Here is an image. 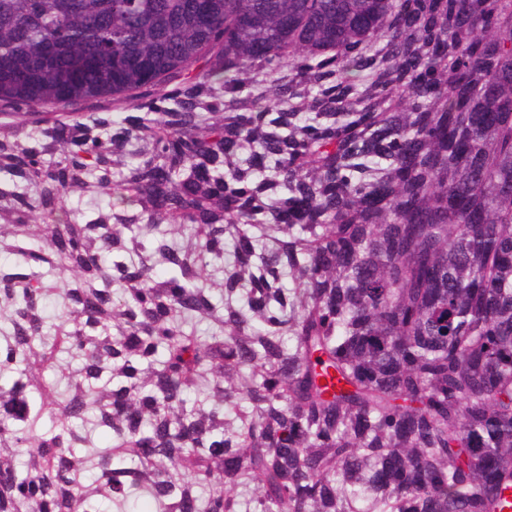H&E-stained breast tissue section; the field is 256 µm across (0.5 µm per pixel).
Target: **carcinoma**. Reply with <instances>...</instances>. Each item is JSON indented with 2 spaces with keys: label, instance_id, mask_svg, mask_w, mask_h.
I'll return each instance as SVG.
<instances>
[{
  "label": "carcinoma",
  "instance_id": "1",
  "mask_svg": "<svg viewBox=\"0 0 512 512\" xmlns=\"http://www.w3.org/2000/svg\"><path fill=\"white\" fill-rule=\"evenodd\" d=\"M370 38L385 47L354 77ZM290 48L288 88L244 92ZM0 58V104L151 91L143 116L0 140L26 182L0 238L19 256L0 267V512L136 490L157 512H241L255 476L259 512H494L512 471V0H0ZM98 127L128 158L116 182ZM93 172L112 223L41 222ZM65 271L50 324L45 276ZM203 322L206 339L185 329Z\"/></svg>",
  "mask_w": 512,
  "mask_h": 512
}]
</instances>
